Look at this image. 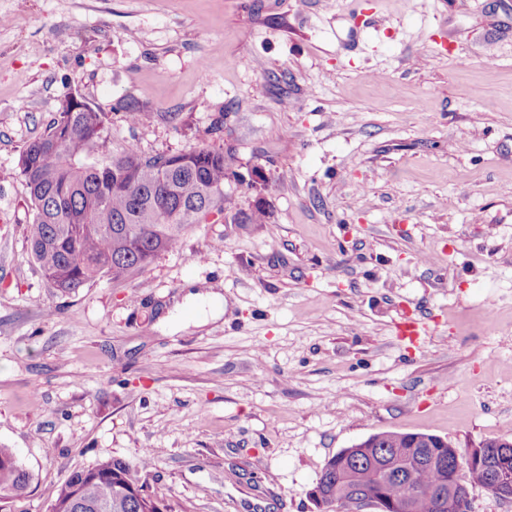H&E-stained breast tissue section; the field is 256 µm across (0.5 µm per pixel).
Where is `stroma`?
<instances>
[{"label": "stroma", "mask_w": 512, "mask_h": 512, "mask_svg": "<svg viewBox=\"0 0 512 512\" xmlns=\"http://www.w3.org/2000/svg\"><path fill=\"white\" fill-rule=\"evenodd\" d=\"M374 2L366 34L350 0H0V447L31 475L0 512L102 458L167 512H321L370 435L512 440V0ZM71 92L112 153L223 149L235 208L64 296L19 154ZM186 301L207 305L209 310L205 311V318H218L224 313V298L216 293L190 292L186 297Z\"/></svg>", "instance_id": "stroma-1"}]
</instances>
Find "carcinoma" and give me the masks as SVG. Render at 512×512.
Listing matches in <instances>:
<instances>
[{"label":"carcinoma","instance_id":"carcinoma-1","mask_svg":"<svg viewBox=\"0 0 512 512\" xmlns=\"http://www.w3.org/2000/svg\"><path fill=\"white\" fill-rule=\"evenodd\" d=\"M64 97L57 117L27 142L20 169L33 212L27 240L43 278L70 294L104 276L121 280L145 269L161 253L178 247L185 230L210 210H224L229 178L224 151L207 146L176 154L145 157L131 143L121 153L107 149L104 131L109 113ZM126 121L139 126L152 118L137 102L118 104ZM384 448L406 458L431 452L415 448L402 433L382 432L374 448L351 455L337 453L322 470L311 497L327 506L357 488H382L394 504L417 498L418 512H437L433 490L448 480L455 461L467 465L455 448H446L448 469L415 467L403 478H384L373 460ZM0 500L21 496L31 476L18 457L0 448ZM93 467L106 474L87 480L72 472L60 484L48 512H74L78 494L105 503V512H153L159 499L138 498L127 491L140 484L138 469L110 458Z\"/></svg>","mask_w":512,"mask_h":512}]
</instances>
